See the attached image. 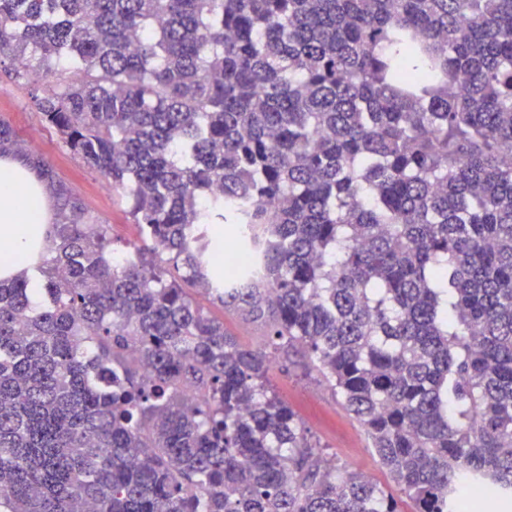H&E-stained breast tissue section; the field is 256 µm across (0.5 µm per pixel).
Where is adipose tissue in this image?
<instances>
[{
	"instance_id": "adipose-tissue-1",
	"label": "adipose tissue",
	"mask_w": 512,
	"mask_h": 512,
	"mask_svg": "<svg viewBox=\"0 0 512 512\" xmlns=\"http://www.w3.org/2000/svg\"><path fill=\"white\" fill-rule=\"evenodd\" d=\"M52 192L19 156L0 155V278L24 272L45 245L43 226Z\"/></svg>"
}]
</instances>
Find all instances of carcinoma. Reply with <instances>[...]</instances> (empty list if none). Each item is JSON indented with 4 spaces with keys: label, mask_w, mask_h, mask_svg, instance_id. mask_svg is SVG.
Wrapping results in <instances>:
<instances>
[{
    "label": "carcinoma",
    "mask_w": 512,
    "mask_h": 512,
    "mask_svg": "<svg viewBox=\"0 0 512 512\" xmlns=\"http://www.w3.org/2000/svg\"><path fill=\"white\" fill-rule=\"evenodd\" d=\"M18 82L129 205L0 279V512H455L512 494V0H0ZM36 56L39 68L24 57ZM29 161L0 120V153ZM231 224L268 291L212 264ZM204 289L264 327L242 345ZM301 348L392 494L269 372Z\"/></svg>",
    "instance_id": "1"
}]
</instances>
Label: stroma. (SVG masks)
Segmentation results:
<instances>
[{"mask_svg": "<svg viewBox=\"0 0 512 512\" xmlns=\"http://www.w3.org/2000/svg\"><path fill=\"white\" fill-rule=\"evenodd\" d=\"M42 85H22L0 64V118L13 128L17 138L32 145L34 153L52 169L56 179L78 198L89 217L110 224L114 246L132 248L139 240L138 228L120 196L108 181L89 169L63 142L59 133L37 111L33 97ZM196 302L210 316L222 319L226 329L248 347L262 345L260 326L225 310L211 296L195 292ZM269 380L279 398L290 405L313 441L326 455L335 456L337 464L348 466L383 489L392 484L371 447V441L358 421L346 413L341 400L315 369L309 368L301 350L291 351L287 367L273 365Z\"/></svg>", "mask_w": 512, "mask_h": 512, "instance_id": "35a3bbf8", "label": "stroma"}]
</instances>
